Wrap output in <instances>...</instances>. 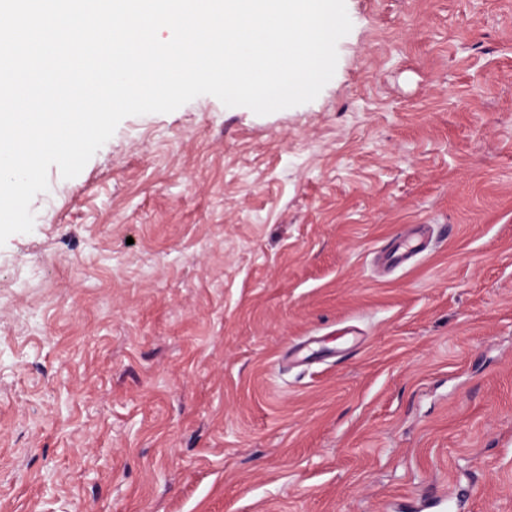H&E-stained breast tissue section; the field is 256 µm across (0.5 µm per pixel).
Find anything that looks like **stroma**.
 Wrapping results in <instances>:
<instances>
[{
  "label": "stroma",
  "mask_w": 512,
  "mask_h": 512,
  "mask_svg": "<svg viewBox=\"0 0 512 512\" xmlns=\"http://www.w3.org/2000/svg\"><path fill=\"white\" fill-rule=\"evenodd\" d=\"M346 7L315 100L50 169L0 247V512H512V0ZM423 251V247L418 239L414 237H403L393 246L385 255L386 261L390 265H401Z\"/></svg>",
  "instance_id": "obj_1"
}]
</instances>
